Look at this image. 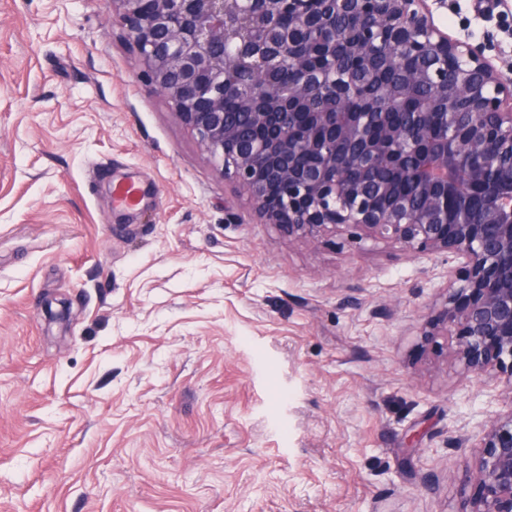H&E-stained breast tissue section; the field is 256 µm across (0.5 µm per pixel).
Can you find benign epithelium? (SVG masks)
<instances>
[{
	"label": "benign epithelium",
	"instance_id": "obj_1",
	"mask_svg": "<svg viewBox=\"0 0 512 512\" xmlns=\"http://www.w3.org/2000/svg\"><path fill=\"white\" fill-rule=\"evenodd\" d=\"M298 5L279 27L284 0H261L255 36L233 56L224 43L237 0H113L150 86L171 103L217 169L231 173L265 223L314 244L349 231L406 251L454 254L448 295L425 336L455 337L454 356L467 373L504 374L512 390V87L480 48L454 41L431 21L427 0H383L378 25L366 36L397 50L419 43L429 63L411 80L452 93L448 111L426 101L407 122L394 112H333L347 104L358 80L341 85L307 63L316 37L327 68L336 70V15L356 27L365 0ZM294 66L297 82L280 89L277 73ZM248 69L259 85L233 118L224 111L227 79ZM467 112H456L457 103ZM380 168L414 193L389 194L360 175ZM482 454L474 476L479 496L462 512H512V410L480 424Z\"/></svg>",
	"mask_w": 512,
	"mask_h": 512
}]
</instances>
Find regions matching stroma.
<instances>
[{"instance_id":"1","label":"stroma","mask_w":512,"mask_h":512,"mask_svg":"<svg viewBox=\"0 0 512 512\" xmlns=\"http://www.w3.org/2000/svg\"><path fill=\"white\" fill-rule=\"evenodd\" d=\"M428 5L512 80V0ZM457 266L288 239L110 0H0V512H462L512 394L421 334Z\"/></svg>"}]
</instances>
